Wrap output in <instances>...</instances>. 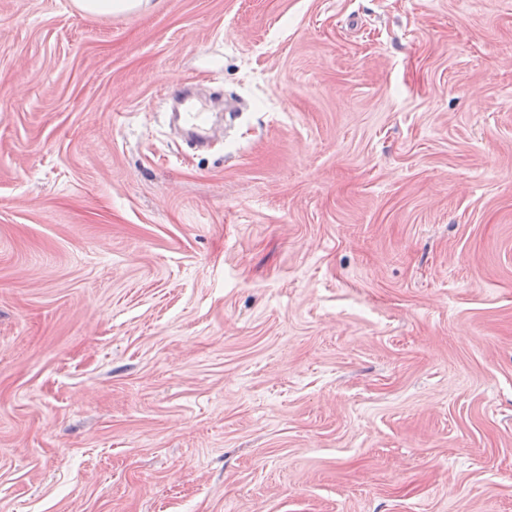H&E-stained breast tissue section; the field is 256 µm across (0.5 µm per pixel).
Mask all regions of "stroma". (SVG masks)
<instances>
[{
  "label": "stroma",
  "mask_w": 512,
  "mask_h": 512,
  "mask_svg": "<svg viewBox=\"0 0 512 512\" xmlns=\"http://www.w3.org/2000/svg\"><path fill=\"white\" fill-rule=\"evenodd\" d=\"M0 512H512V0H0ZM76 6L89 14H126L138 10L143 0H75ZM207 113L201 108L191 107L187 112L178 113V125L189 137H193L198 130L204 128L207 123Z\"/></svg>",
  "instance_id": "obj_1"
}]
</instances>
